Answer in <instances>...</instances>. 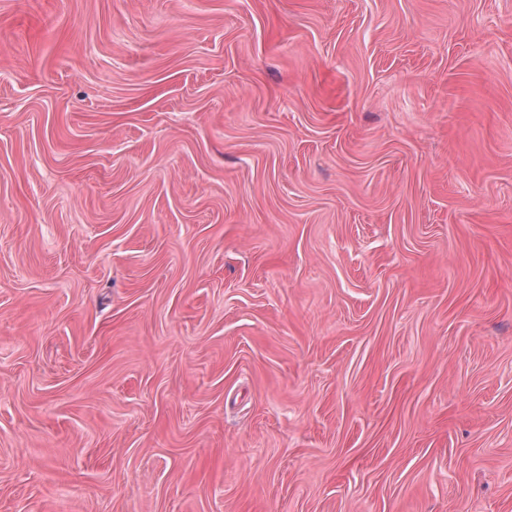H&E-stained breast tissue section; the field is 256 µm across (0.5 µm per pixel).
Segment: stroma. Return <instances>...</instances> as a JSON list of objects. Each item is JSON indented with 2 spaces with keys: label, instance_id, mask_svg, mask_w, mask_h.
<instances>
[{
  "label": "stroma",
  "instance_id": "35a3bbf8",
  "mask_svg": "<svg viewBox=\"0 0 512 512\" xmlns=\"http://www.w3.org/2000/svg\"><path fill=\"white\" fill-rule=\"evenodd\" d=\"M0 512H512V0H0Z\"/></svg>",
  "mask_w": 512,
  "mask_h": 512
}]
</instances>
